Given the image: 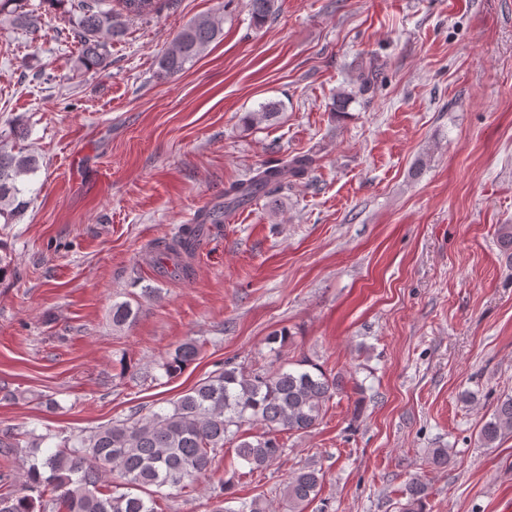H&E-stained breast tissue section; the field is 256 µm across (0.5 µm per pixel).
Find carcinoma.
Segmentation results:
<instances>
[{"instance_id": "1", "label": "carcinoma", "mask_w": 512, "mask_h": 512, "mask_svg": "<svg viewBox=\"0 0 512 512\" xmlns=\"http://www.w3.org/2000/svg\"><path fill=\"white\" fill-rule=\"evenodd\" d=\"M70 2L79 47L75 64L96 69L106 63L108 47L124 34V20L158 12L161 0H120L122 12L108 8L109 0H43L56 5ZM251 19L264 25L275 11V0H249ZM0 13L33 30L42 26L40 13L27 8L26 0H0ZM220 34V20L206 15L189 22L168 43L159 60V76L172 78L189 71L207 46ZM280 103L268 102L250 113L257 122L274 117ZM312 159L296 155L258 167L245 180L224 187L223 209L198 213L196 223L183 225L173 238L159 239L155 251L171 261V275L186 277L185 257L195 249L203 226L220 224L224 213L269 196L294 179L305 176ZM37 160L0 148V218L10 223L25 207L20 178L36 173ZM136 312L127 302L112 304V323L134 321ZM201 354L193 339L181 343L166 362V375L179 372ZM338 376L304 356L278 366H244L232 362L200 379L169 408L146 413L138 410L122 421L96 428L87 436L65 439L33 458L18 489L0 493V512H157L151 488L184 489L199 482L224 447L234 448L249 470H262L286 451L283 433H306L318 425L326 404L340 389ZM251 423L262 432L249 439L242 432ZM512 433V395L497 400L480 430L482 445ZM57 438L51 430L0 433V452L29 448ZM321 470L305 466L286 483L282 498L288 512H304L322 489ZM143 495H138V492ZM425 485L415 479L406 487L404 512H423ZM212 512H272L260 498L241 502L238 510L217 505Z\"/></svg>"}]
</instances>
